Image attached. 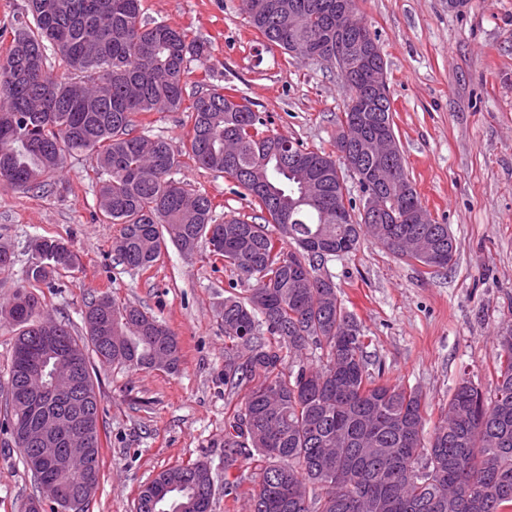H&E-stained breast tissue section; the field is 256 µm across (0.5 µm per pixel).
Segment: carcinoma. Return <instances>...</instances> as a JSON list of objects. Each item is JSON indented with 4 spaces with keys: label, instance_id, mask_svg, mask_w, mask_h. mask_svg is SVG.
Masks as SVG:
<instances>
[{
    "label": "carcinoma",
    "instance_id": "carcinoma-1",
    "mask_svg": "<svg viewBox=\"0 0 512 512\" xmlns=\"http://www.w3.org/2000/svg\"><path fill=\"white\" fill-rule=\"evenodd\" d=\"M314 0H241V10L265 46L289 53L321 39L330 22L311 13L288 28L281 11ZM143 0H27L11 23L12 39L0 60V184L41 189L64 159L86 155L98 175V209L121 225L112 243L117 259L149 268L168 245L191 255L218 234L223 250H210L252 282L249 295L230 294L217 309L224 324V385L246 388L244 402L224 426V471L247 460L260 462L253 512H502L512 506V327L496 332L498 363L493 392L469 379L459 382L448 411L425 436L423 395L416 388L381 381L369 371L365 336L339 298L332 277L318 274L327 261L356 250L366 236L394 257L428 268L453 261L455 240L446 224H399L394 214L372 224L344 201L339 176L354 177L362 194L375 186L364 167L347 170L334 156L292 142L288 164L267 151L274 139L266 120L244 99L214 85L195 97L192 134L175 149L138 129L136 116L175 112L184 102L187 63L209 54L204 41L162 22L143 21ZM365 117L394 126L389 97L374 100ZM234 179L241 195L258 204L264 223L230 217L216 223L212 199L173 178L181 158ZM328 167L315 206H302L284 222L276 207L288 206L297 189L296 158ZM341 173H336V170ZM391 191L420 204L404 166ZM347 205L342 223L325 211ZM26 284L0 307L16 327L5 395L6 427L23 459L31 454L23 432L32 421L15 388L26 379L27 349L47 329L73 351L93 416L91 458L85 474L47 471L34 476L39 493L60 512H87L100 472L103 422L89 366L101 364L174 373L181 361L178 336L153 314L105 294L87 303L85 335L48 317L32 289L53 287L79 267L62 238L31 241ZM317 363L288 358L305 351ZM56 483L88 486L79 509L51 498ZM144 485L135 512H211L216 488L207 462L164 469Z\"/></svg>",
    "mask_w": 512,
    "mask_h": 512
}]
</instances>
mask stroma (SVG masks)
Listing matches in <instances>:
<instances>
[{"label": "stroma", "mask_w": 512, "mask_h": 512, "mask_svg": "<svg viewBox=\"0 0 512 512\" xmlns=\"http://www.w3.org/2000/svg\"><path fill=\"white\" fill-rule=\"evenodd\" d=\"M146 21H163L210 44L190 59L186 92L203 79L249 99L274 132L333 151L349 93L336 68L265 50L240 0H144ZM387 64L394 129L405 170L431 218L456 243L447 269L407 263L363 238L352 254L328 261L346 307L369 340L383 379L420 388L435 424L462 377L493 389V335L512 324V0H358ZM148 134L186 143L192 112H150ZM177 179L207 194L217 219L259 214L225 174L187 163ZM97 179L85 156L66 158L45 189L0 186V243L16 263L0 274V305L24 283L28 245L41 236L69 240L80 265L56 288H37L48 314L83 333L92 298L109 294L165 321L181 345L177 372L95 366L106 434L100 477L88 512H133L144 484L163 469L202 460L217 492L212 512H251L259 465L224 468V422L243 391L224 384V328L215 316L227 290L247 281L212 257L207 244L186 256L168 247L147 269L119 264L112 242L121 227L95 220ZM0 434V512H22L37 491L18 448ZM236 494L224 495L225 480Z\"/></svg>", "instance_id": "obj_1"}]
</instances>
